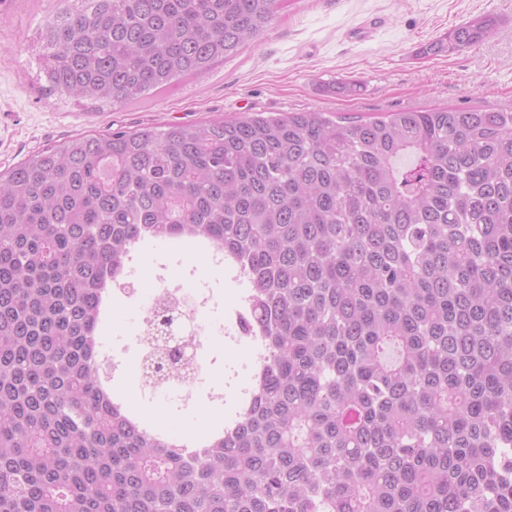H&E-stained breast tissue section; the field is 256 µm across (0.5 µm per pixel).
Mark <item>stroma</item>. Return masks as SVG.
Wrapping results in <instances>:
<instances>
[{
    "mask_svg": "<svg viewBox=\"0 0 512 512\" xmlns=\"http://www.w3.org/2000/svg\"><path fill=\"white\" fill-rule=\"evenodd\" d=\"M55 0H0V172L32 153L88 131H134L169 122L240 119L305 110L342 116L455 107L512 110V0H284L254 43L169 91L128 103L75 101L48 89L39 33ZM499 25L481 45L421 54L478 14ZM358 82L359 95L340 84ZM134 294H118L99 333L104 375L140 414L200 431L234 416L250 386L259 343L229 331L248 284L204 250L139 245L128 267ZM208 296L203 367L191 388L143 387L137 333L154 293Z\"/></svg>",
    "mask_w": 512,
    "mask_h": 512,
    "instance_id": "obj_1",
    "label": "stroma"
}]
</instances>
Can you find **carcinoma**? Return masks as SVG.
Here are the masks:
<instances>
[{
	"label": "carcinoma",
	"instance_id": "1",
	"mask_svg": "<svg viewBox=\"0 0 512 512\" xmlns=\"http://www.w3.org/2000/svg\"><path fill=\"white\" fill-rule=\"evenodd\" d=\"M75 2L40 33L48 81L122 103L236 54L284 0ZM146 239L209 242L250 284L252 387L192 450L99 375L104 299ZM171 298L147 386L181 360ZM0 512H512V111L105 130L1 174Z\"/></svg>",
	"mask_w": 512,
	"mask_h": 512
}]
</instances>
